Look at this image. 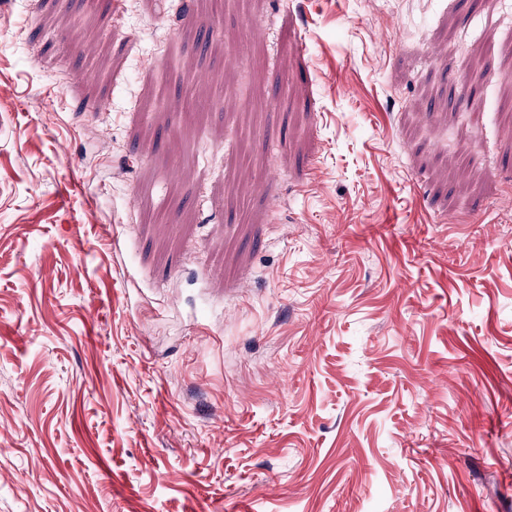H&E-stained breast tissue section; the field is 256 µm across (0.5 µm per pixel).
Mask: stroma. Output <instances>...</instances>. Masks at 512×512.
<instances>
[{
  "mask_svg": "<svg viewBox=\"0 0 512 512\" xmlns=\"http://www.w3.org/2000/svg\"><path fill=\"white\" fill-rule=\"evenodd\" d=\"M0 512H512V17L0 0Z\"/></svg>",
  "mask_w": 512,
  "mask_h": 512,
  "instance_id": "35a3bbf8",
  "label": "stroma"
}]
</instances>
